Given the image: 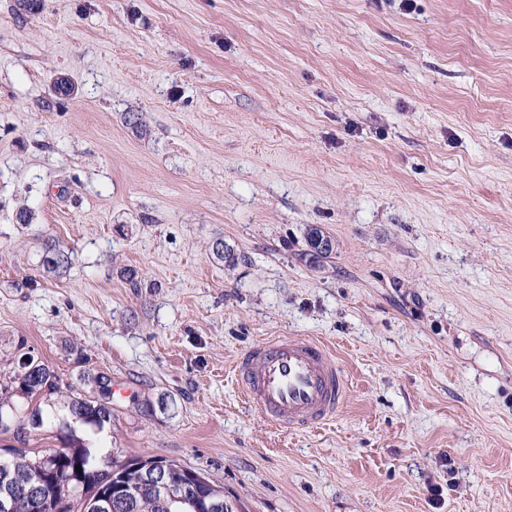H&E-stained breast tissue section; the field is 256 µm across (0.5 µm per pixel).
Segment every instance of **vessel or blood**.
Listing matches in <instances>:
<instances>
[{
	"instance_id": "1",
	"label": "vessel or blood",
	"mask_w": 512,
	"mask_h": 512,
	"mask_svg": "<svg viewBox=\"0 0 512 512\" xmlns=\"http://www.w3.org/2000/svg\"><path fill=\"white\" fill-rule=\"evenodd\" d=\"M246 404L283 430L318 428L340 407L346 377L328 347L308 336H278L234 367Z\"/></svg>"
}]
</instances>
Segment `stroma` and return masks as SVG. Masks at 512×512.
I'll list each match as a JSON object with an SVG mask.
<instances>
[{
    "mask_svg": "<svg viewBox=\"0 0 512 512\" xmlns=\"http://www.w3.org/2000/svg\"><path fill=\"white\" fill-rule=\"evenodd\" d=\"M274 336L349 380L317 430L241 399ZM27 354L127 388L105 446L75 431L97 457L241 512H512V0H0V366Z\"/></svg>",
    "mask_w": 512,
    "mask_h": 512,
    "instance_id": "35a3bbf8",
    "label": "stroma"
}]
</instances>
